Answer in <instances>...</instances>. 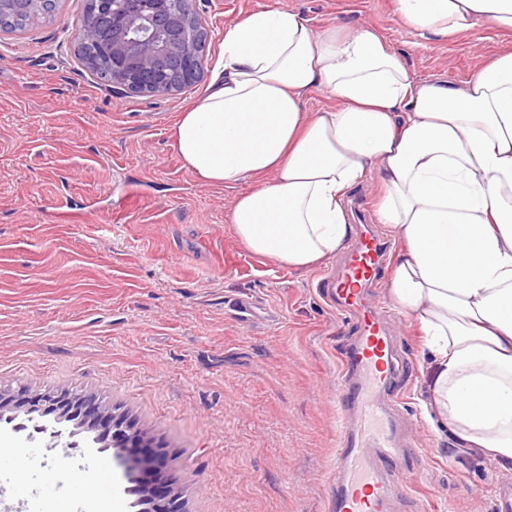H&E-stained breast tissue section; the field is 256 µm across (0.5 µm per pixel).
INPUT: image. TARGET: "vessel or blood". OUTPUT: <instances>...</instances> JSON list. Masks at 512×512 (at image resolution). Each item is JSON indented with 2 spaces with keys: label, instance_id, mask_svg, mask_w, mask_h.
Wrapping results in <instances>:
<instances>
[{
  "label": "vessel or blood",
  "instance_id": "1",
  "mask_svg": "<svg viewBox=\"0 0 512 512\" xmlns=\"http://www.w3.org/2000/svg\"><path fill=\"white\" fill-rule=\"evenodd\" d=\"M386 252L385 242L371 227H363L349 243L344 265L319 282L355 327L337 355L341 427L328 512H400L412 502V474L401 466L408 445L387 404L403 362L389 317L370 295L382 275Z\"/></svg>",
  "mask_w": 512,
  "mask_h": 512
}]
</instances>
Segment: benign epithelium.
Segmentation results:
<instances>
[{"label":"benign epithelium","mask_w":512,"mask_h":512,"mask_svg":"<svg viewBox=\"0 0 512 512\" xmlns=\"http://www.w3.org/2000/svg\"><path fill=\"white\" fill-rule=\"evenodd\" d=\"M60 0H0V14L19 13ZM95 13L76 32L71 47L81 68L100 83L129 94L169 96L197 83L203 72L209 28L197 10V0H139L130 9L126 0H92ZM77 414L88 428L99 432L102 445L121 455L127 448L146 446L145 436L126 414L84 393L78 397L65 389L5 393L0 389V418L24 417L16 428L33 421V431L49 433L55 440L68 417ZM141 466L155 473L166 468L162 449L150 450L127 466V473ZM169 490L160 493L148 481L125 489L145 504L144 512H181L175 491L177 477L168 476Z\"/></svg>","instance_id":"obj_1"}]
</instances>
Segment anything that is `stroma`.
<instances>
[{
    "label": "stroma",
    "mask_w": 512,
    "mask_h": 512,
    "mask_svg": "<svg viewBox=\"0 0 512 512\" xmlns=\"http://www.w3.org/2000/svg\"><path fill=\"white\" fill-rule=\"evenodd\" d=\"M264 7L315 27L369 25L416 78L463 83L512 47L485 24L440 39L405 26L394 0H198L211 30L200 80L172 96L112 91L70 49L83 0L0 38V388L76 386L124 411L180 474L183 512H326L338 440L336 353L352 331L307 272L249 253L227 222L233 191L202 185L171 140L180 112L207 90L226 28ZM134 191L131 209L119 202ZM388 308L406 360L397 389L411 444L403 466L434 512H494L505 469L434 430L417 395L422 340ZM256 300L250 323L233 315ZM0 424V512H135L121 459L105 452L110 497L71 484L94 460Z\"/></svg>",
    "instance_id": "stroma-1"
}]
</instances>
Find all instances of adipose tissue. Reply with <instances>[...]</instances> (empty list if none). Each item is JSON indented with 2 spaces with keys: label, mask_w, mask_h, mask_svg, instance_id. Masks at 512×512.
Wrapping results in <instances>:
<instances>
[{
  "label": "adipose tissue",
  "mask_w": 512,
  "mask_h": 512,
  "mask_svg": "<svg viewBox=\"0 0 512 512\" xmlns=\"http://www.w3.org/2000/svg\"><path fill=\"white\" fill-rule=\"evenodd\" d=\"M448 38L512 34V0H395ZM329 106L310 112L313 93ZM185 168L234 190L251 254L309 270L342 250L349 193L377 180L398 249L389 298L430 354L421 408L457 443L512 463V51L463 84L418 79L376 28L261 8L224 32L220 69L172 128Z\"/></svg>",
  "instance_id": "ef3b65f1"
}]
</instances>
